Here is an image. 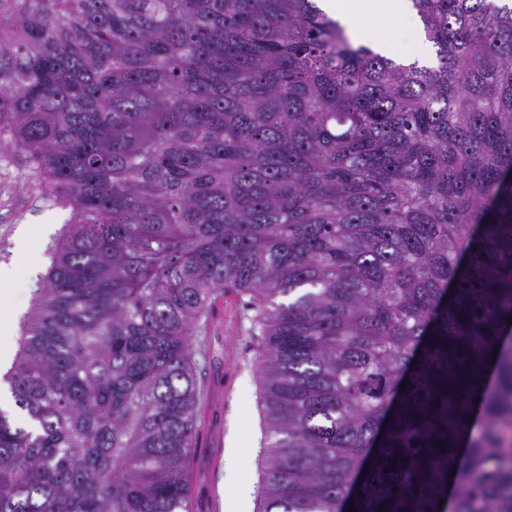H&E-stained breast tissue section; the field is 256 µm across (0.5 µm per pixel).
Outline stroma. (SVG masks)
Instances as JSON below:
<instances>
[{"label": "stroma", "instance_id": "1", "mask_svg": "<svg viewBox=\"0 0 512 512\" xmlns=\"http://www.w3.org/2000/svg\"><path fill=\"white\" fill-rule=\"evenodd\" d=\"M20 152L0 148V262L15 263L17 280L12 302L29 312L40 274L49 265L48 245L58 236L70 213L50 209L38 200L26 179ZM24 224H47L51 231L34 235L27 256L16 253V237ZM247 295L228 288L210 305L209 316L197 338L196 377L201 398L197 427L221 431L219 448L196 447L190 459L191 512H225L237 486L258 493V456L262 429L258 412L261 336L247 310ZM235 455V467L225 459Z\"/></svg>", "mask_w": 512, "mask_h": 512}]
</instances>
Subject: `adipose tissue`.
<instances>
[{"label": "adipose tissue", "instance_id": "adipose-tissue-1", "mask_svg": "<svg viewBox=\"0 0 512 512\" xmlns=\"http://www.w3.org/2000/svg\"><path fill=\"white\" fill-rule=\"evenodd\" d=\"M319 6L351 35L372 42L383 54L392 52L388 37L392 30L405 33L416 45L419 60H426L431 53L411 0H319Z\"/></svg>", "mask_w": 512, "mask_h": 512}]
</instances>
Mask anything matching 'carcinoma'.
Listing matches in <instances>:
<instances>
[{
    "label": "carcinoma",
    "instance_id": "obj_1",
    "mask_svg": "<svg viewBox=\"0 0 512 512\" xmlns=\"http://www.w3.org/2000/svg\"><path fill=\"white\" fill-rule=\"evenodd\" d=\"M412 4L434 66L317 0H0V141L71 211L0 512H190L226 288L262 332L257 512H512V5Z\"/></svg>",
    "mask_w": 512,
    "mask_h": 512
}]
</instances>
